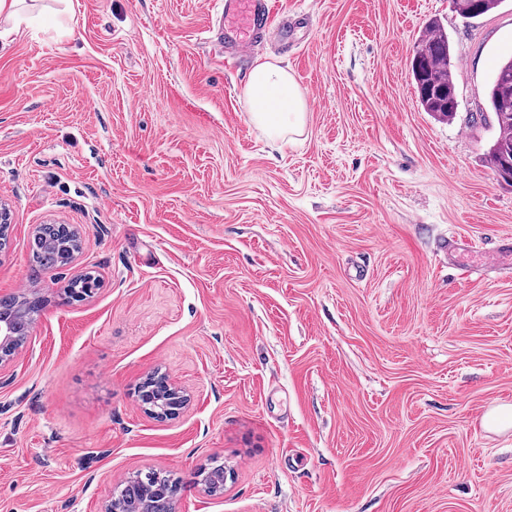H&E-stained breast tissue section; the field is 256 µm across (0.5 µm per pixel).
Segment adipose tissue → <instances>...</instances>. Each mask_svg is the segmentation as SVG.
Instances as JSON below:
<instances>
[{"label":"adipose tissue","mask_w":512,"mask_h":512,"mask_svg":"<svg viewBox=\"0 0 512 512\" xmlns=\"http://www.w3.org/2000/svg\"><path fill=\"white\" fill-rule=\"evenodd\" d=\"M245 95L252 122L268 138L284 141L301 132L308 102L293 75L278 61L269 58L255 61Z\"/></svg>","instance_id":"ef3b65f1"}]
</instances>
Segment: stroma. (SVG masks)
<instances>
[{
  "mask_svg": "<svg viewBox=\"0 0 512 512\" xmlns=\"http://www.w3.org/2000/svg\"><path fill=\"white\" fill-rule=\"evenodd\" d=\"M255 57L305 91L273 145L225 64L209 0H36L0 38V296L37 289L32 337L0 369V512H101L159 470L175 512H512V268L441 250L512 241V186L484 156L485 92L512 56V0H272ZM452 44L453 122L410 61L431 20ZM40 224L72 261L33 274ZM92 270L102 286L64 302ZM189 395L159 421L138 384ZM229 477L208 496L212 458ZM501 3L502 0H453L455 11L467 19L478 18Z\"/></svg>",
  "mask_w": 512,
  "mask_h": 512,
  "instance_id": "1",
  "label": "stroma"
}]
</instances>
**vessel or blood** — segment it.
<instances>
[{
  "mask_svg": "<svg viewBox=\"0 0 512 512\" xmlns=\"http://www.w3.org/2000/svg\"><path fill=\"white\" fill-rule=\"evenodd\" d=\"M272 25L270 0H224L208 27L227 63L249 57Z\"/></svg>",
  "mask_w": 512,
  "mask_h": 512,
  "instance_id": "obj_1",
  "label": "vessel or blood"
}]
</instances>
